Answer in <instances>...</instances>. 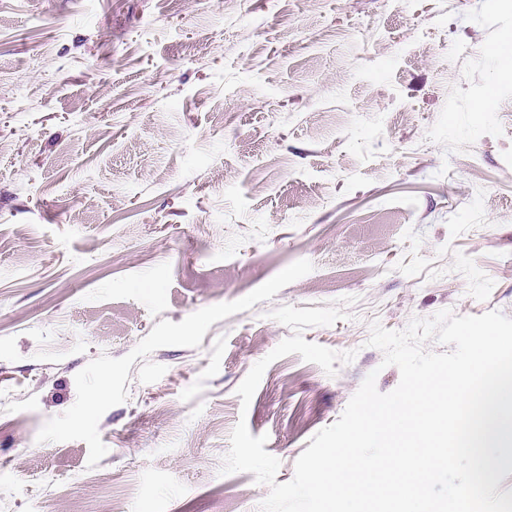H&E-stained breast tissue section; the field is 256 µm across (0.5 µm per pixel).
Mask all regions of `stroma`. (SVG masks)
<instances>
[{
	"mask_svg": "<svg viewBox=\"0 0 512 512\" xmlns=\"http://www.w3.org/2000/svg\"><path fill=\"white\" fill-rule=\"evenodd\" d=\"M510 37L512 0H0V512H261L238 420L290 481L398 385L372 321L512 318ZM345 297L304 338L355 359L242 407L271 311Z\"/></svg>",
	"mask_w": 512,
	"mask_h": 512,
	"instance_id": "obj_1",
	"label": "stroma"
}]
</instances>
